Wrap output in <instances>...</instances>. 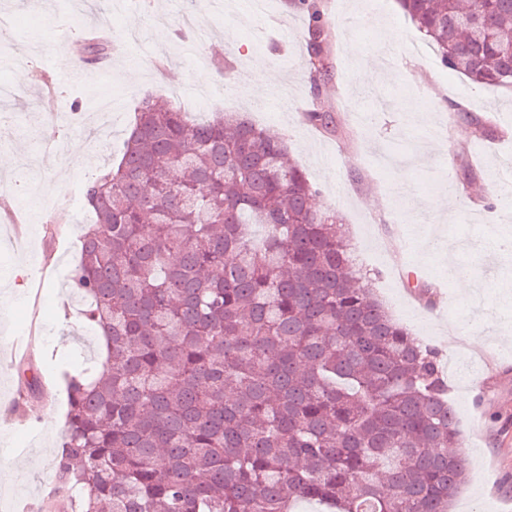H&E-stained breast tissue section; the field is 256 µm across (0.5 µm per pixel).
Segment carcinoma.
Instances as JSON below:
<instances>
[{
	"instance_id": "carcinoma-1",
	"label": "carcinoma",
	"mask_w": 512,
	"mask_h": 512,
	"mask_svg": "<svg viewBox=\"0 0 512 512\" xmlns=\"http://www.w3.org/2000/svg\"><path fill=\"white\" fill-rule=\"evenodd\" d=\"M306 17L304 121L335 120L325 0ZM441 65L512 88V0H399ZM453 120L493 133L456 105ZM288 142L147 91L89 176L70 271L100 368L63 373L47 512H450L467 461L436 349L395 321Z\"/></svg>"
}]
</instances>
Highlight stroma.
Here are the masks:
<instances>
[{"label":"stroma","mask_w":512,"mask_h":512,"mask_svg":"<svg viewBox=\"0 0 512 512\" xmlns=\"http://www.w3.org/2000/svg\"><path fill=\"white\" fill-rule=\"evenodd\" d=\"M86 2L75 23L106 26L118 40L133 17L140 41L126 54H113L104 68L83 66L81 79L73 81L63 79L56 60H79L83 47L63 37L57 25L61 0H0V13L19 24L0 61V84L17 92L7 108L12 122L0 128V155L12 160L10 169H0V185L34 178L43 196L56 201L51 212L32 214L34 257H27L11 225L0 221V512H38L51 492L65 405L58 366L90 356L93 333L69 303L66 277L78 227L90 216L68 204V191L117 154L144 92L167 96L180 86L220 83L224 68L248 74L259 65L275 73L277 83L235 84L220 109L247 113L287 139L293 159L320 188L323 206L336 210L364 268L373 271L379 298L450 367L448 401L457 411L458 451L469 461L453 512H512V258L500 248L503 239H512V207L503 203L512 189L489 180L512 161V91L471 86L436 61L415 63L407 73L388 69L375 84H361L354 71L383 54H405L419 33L394 0H384L379 11L373 0H327L333 37L326 92L337 130L326 134L303 120L312 105L309 95L299 96L298 107L284 104V88L306 74L305 17L289 0H266L261 19L251 0ZM185 12L208 26L205 42L192 32L180 37ZM346 42L356 45L354 56L344 54ZM56 95L81 102L84 128L46 122L42 105ZM450 100L492 120L495 134L475 144L440 130ZM76 141L84 145L78 160L70 155ZM470 163L482 179L466 194L456 186ZM378 193L390 219L375 220L368 209ZM49 224L61 231L58 245L49 241ZM414 232L426 238L428 251L409 247ZM452 264L479 283L502 284L500 305L485 310L478 297L448 289ZM402 269L414 272L420 286L436 284L433 305L420 300L418 288L404 285ZM32 319L38 326L32 366L50 388L41 399L22 390L10 343ZM450 324L461 336H483V365L453 356L443 333Z\"/></svg>","instance_id":"1"}]
</instances>
